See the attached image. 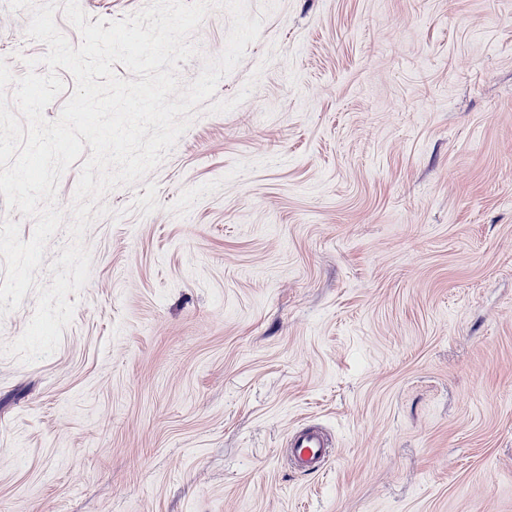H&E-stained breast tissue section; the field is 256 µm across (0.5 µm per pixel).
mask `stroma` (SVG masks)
Returning a JSON list of instances; mask_svg holds the SVG:
<instances>
[{"mask_svg":"<svg viewBox=\"0 0 512 512\" xmlns=\"http://www.w3.org/2000/svg\"><path fill=\"white\" fill-rule=\"evenodd\" d=\"M247 6L239 66L103 197L56 351L0 355V512H512V0ZM29 21L0 0L18 77ZM291 456L296 466L315 472L322 469L331 456V448L315 427H307L292 435Z\"/></svg>","mask_w":512,"mask_h":512,"instance_id":"obj_1","label":"stroma"}]
</instances>
